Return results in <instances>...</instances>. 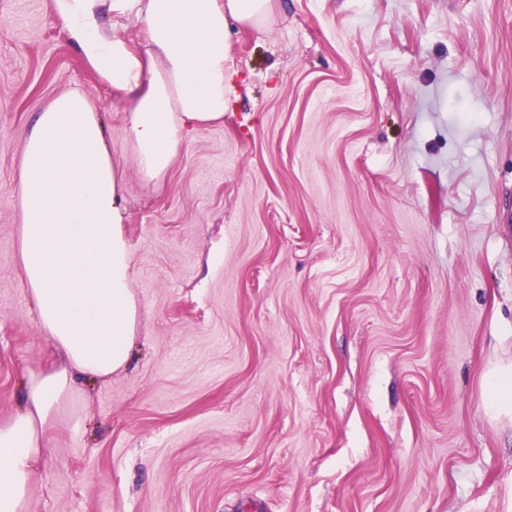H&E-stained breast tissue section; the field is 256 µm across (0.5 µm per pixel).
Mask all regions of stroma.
<instances>
[{"label": "stroma", "instance_id": "stroma-1", "mask_svg": "<svg viewBox=\"0 0 512 512\" xmlns=\"http://www.w3.org/2000/svg\"><path fill=\"white\" fill-rule=\"evenodd\" d=\"M223 123L145 184L51 0H0V421L48 367L12 204L36 106L126 159L129 366L48 428L33 512H506L512 0H272ZM483 410L494 421L512 423V359L489 364L484 374Z\"/></svg>", "mask_w": 512, "mask_h": 512}]
</instances>
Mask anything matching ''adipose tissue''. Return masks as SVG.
<instances>
[{
	"mask_svg": "<svg viewBox=\"0 0 512 512\" xmlns=\"http://www.w3.org/2000/svg\"><path fill=\"white\" fill-rule=\"evenodd\" d=\"M68 44L122 110L142 180L158 184L188 136L223 123L235 92L233 28L263 26L271 0H51ZM137 25L141 39L121 35ZM80 91L38 107L23 142L15 206L19 260L50 368L25 375L22 404L0 423V512H32L45 427L74 419L82 386L130 361L138 303L122 232L126 163ZM483 410L512 420V359L489 364Z\"/></svg>",
	"mask_w": 512,
	"mask_h": 512,
	"instance_id": "ef3b65f1",
	"label": "adipose tissue"
}]
</instances>
